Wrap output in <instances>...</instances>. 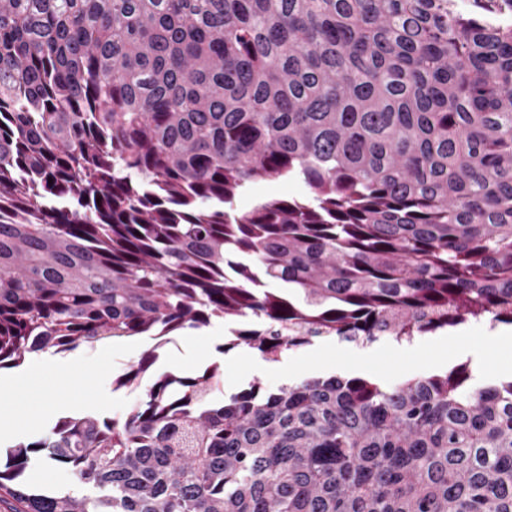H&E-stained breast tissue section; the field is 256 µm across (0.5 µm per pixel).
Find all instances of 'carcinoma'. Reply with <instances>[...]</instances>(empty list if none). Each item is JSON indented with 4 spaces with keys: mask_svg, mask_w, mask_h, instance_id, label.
I'll use <instances>...</instances> for the list:
<instances>
[{
    "mask_svg": "<svg viewBox=\"0 0 512 512\" xmlns=\"http://www.w3.org/2000/svg\"><path fill=\"white\" fill-rule=\"evenodd\" d=\"M468 2L0 0V369L214 317L260 320L224 350L271 362L512 325V0ZM268 177L306 195L224 210ZM217 381L60 418L0 503L512 512V379ZM37 464L77 488L31 491Z\"/></svg>",
    "mask_w": 512,
    "mask_h": 512,
    "instance_id": "cac0c4a2",
    "label": "carcinoma"
}]
</instances>
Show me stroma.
<instances>
[{"mask_svg": "<svg viewBox=\"0 0 512 512\" xmlns=\"http://www.w3.org/2000/svg\"><path fill=\"white\" fill-rule=\"evenodd\" d=\"M301 183L283 179L264 178L251 182L247 190L233 200L234 212L249 210L256 202L274 198L300 197ZM482 322L471 320L448 329L447 346L425 353L423 362L401 354V344L384 336L375 342L360 345L335 336L314 339L310 346L288 352L284 363L307 364L308 376L325 373V348L336 349V372L340 375L371 376L381 382L393 383L418 374L438 373L470 361L471 350H480L483 362L476 372L481 382L512 378L505 369V354L483 338ZM140 358L139 352H128L103 345L97 349L78 348L65 356L40 353L27 356L25 362L11 368L10 374L19 379L16 389L0 391V411H21L25 415L22 441H30L48 431L55 421L64 416L65 404L75 406L76 413H84L87 402H95V413L115 420H123L138 402V395H129L112 387L113 372L119 365H130ZM259 356L248 349L225 351L224 341L210 336L195 341H181L178 348L162 355L158 370L184 376H194L208 368H218L224 379V394L237 392L252 380H260L268 389L282 386L280 370H260L255 366ZM82 366L81 385L63 384L58 380L55 366L60 362Z\"/></svg>", "mask_w": 512, "mask_h": 512, "instance_id": "obj_1", "label": "stroma"}]
</instances>
